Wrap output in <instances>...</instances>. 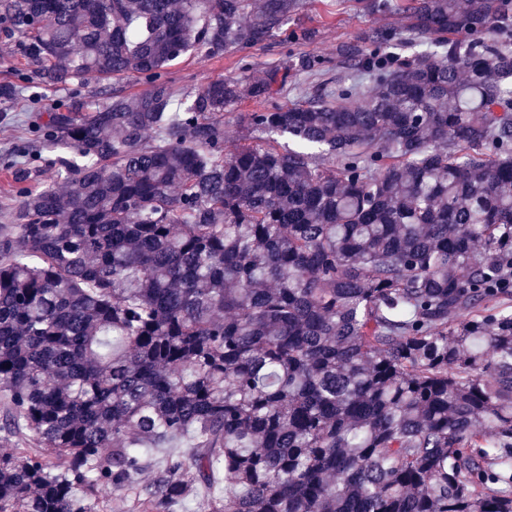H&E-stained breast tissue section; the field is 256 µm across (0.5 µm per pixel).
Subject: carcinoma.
<instances>
[{"mask_svg": "<svg viewBox=\"0 0 512 512\" xmlns=\"http://www.w3.org/2000/svg\"><path fill=\"white\" fill-rule=\"evenodd\" d=\"M359 3L406 21L336 50L370 94L265 106L305 54L176 107L303 0H0L39 84L151 82L4 208L0 512H512V0ZM255 108L256 104L254 102L245 101L224 111L229 112L224 114L226 140L229 147H232L231 145L235 144L239 138L246 134V131L237 122V116L240 113L252 112Z\"/></svg>", "mask_w": 512, "mask_h": 512, "instance_id": "carcinoma-1", "label": "carcinoma"}]
</instances>
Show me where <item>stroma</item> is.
<instances>
[{
  "mask_svg": "<svg viewBox=\"0 0 512 512\" xmlns=\"http://www.w3.org/2000/svg\"><path fill=\"white\" fill-rule=\"evenodd\" d=\"M389 25L402 28L401 16L395 14L367 15L360 12L355 0H304V6L288 24L289 30H304L310 38L298 43L285 42L276 37L264 45L247 49H231L223 58L202 60L183 56L171 62L165 70L177 99H187L205 82L226 76H237L239 59L249 60L252 76L263 75L268 66L280 64L288 56L310 53L325 61L324 73L311 77L294 73L288 78L284 91L277 95V103L308 100L319 95L325 83L336 81L341 73L336 68V48L344 41L361 36L373 26ZM11 81L18 85L14 101L0 103V161L22 141H35L34 127L59 105L72 96H82L90 106L103 101L102 87L96 76L87 75L80 83L69 87L38 85L34 68L17 45L0 43V83Z\"/></svg>",
  "mask_w": 512,
  "mask_h": 512,
  "instance_id": "1",
  "label": "stroma"
}]
</instances>
